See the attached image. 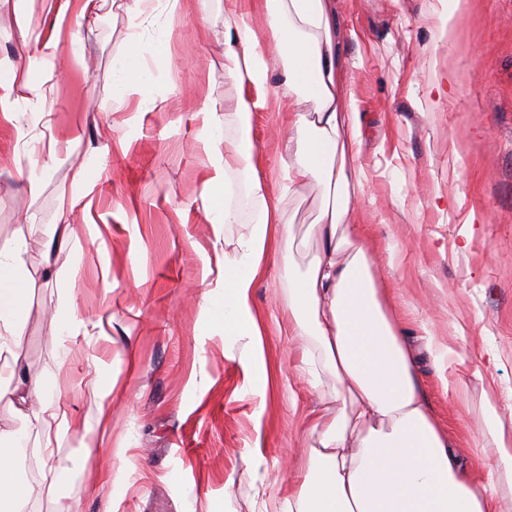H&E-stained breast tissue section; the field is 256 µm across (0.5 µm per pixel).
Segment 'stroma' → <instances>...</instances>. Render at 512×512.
Wrapping results in <instances>:
<instances>
[{"mask_svg": "<svg viewBox=\"0 0 512 512\" xmlns=\"http://www.w3.org/2000/svg\"><path fill=\"white\" fill-rule=\"evenodd\" d=\"M80 6L0 0V251L20 250L27 272L23 344L17 359L0 358V437L26 425L13 394L19 375L38 378L60 409L49 436L27 442L37 465L31 512H260L311 445L313 414L333 408V382L312 386L301 370L306 341L288 333L286 273L272 257L251 301L272 377L266 395L249 389L219 307L222 259L255 213L237 174L238 223H210L224 195L201 193L244 135L262 173L276 176L282 117L227 115L223 143H206L204 105L230 106L240 93L224 68V0L204 10L159 0L156 22L140 31L165 47L145 59L155 74L149 112L133 97L112 102V63L132 33L126 0L91 27L78 25ZM444 7L336 0V28L360 113L359 227L423 391L462 467L482 481L495 461L471 453L481 396L512 404V0H469L446 41L437 34ZM53 36L59 63L38 76L46 103L17 99L10 80L26 78L24 56L41 55V39ZM437 74L451 78L440 98L428 93ZM319 204L308 185L280 205L298 273L320 249ZM64 210L65 242L55 230ZM63 306L77 316L67 335L56 321ZM432 339L454 351L447 370L427 350ZM447 382L459 398L445 394ZM106 386L103 403L96 393ZM59 469L70 476L55 487Z\"/></svg>", "mask_w": 512, "mask_h": 512, "instance_id": "35a3bbf8", "label": "stroma"}]
</instances>
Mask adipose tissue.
<instances>
[{"mask_svg": "<svg viewBox=\"0 0 512 512\" xmlns=\"http://www.w3.org/2000/svg\"><path fill=\"white\" fill-rule=\"evenodd\" d=\"M333 14V0H264L259 31L241 0H226L224 67L254 89L238 97L235 114L248 117L275 95L287 119L286 156L277 187H270L245 139L225 150L222 167L203 182L208 197L234 172L250 189L255 220L233 256L224 259L222 312L225 338L240 346L239 364L262 391L270 373L251 288L264 260L290 245L280 202L304 184L322 190L320 253L303 274L288 278V330L310 345L305 363L314 383L333 379L336 411L312 418L314 443L274 512H501L506 492H512V412L484 395L478 447L494 457L496 467L485 481L472 480L422 392L414 353L359 232L356 217L365 193L357 163L360 119L355 104L345 101ZM147 51L139 35H131L113 63L116 104L134 94L139 111L154 108ZM274 63L281 77L272 91ZM25 279L19 251H1L0 356L15 354L23 342ZM23 440L20 433L0 439L4 504H19L31 493L14 476Z\"/></svg>", "mask_w": 512, "mask_h": 512, "instance_id": "obj_1", "label": "adipose tissue"}]
</instances>
